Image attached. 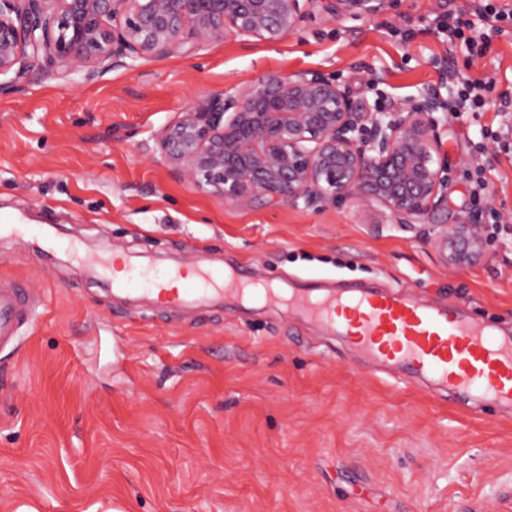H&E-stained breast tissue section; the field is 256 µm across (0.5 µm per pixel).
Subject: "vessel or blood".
Listing matches in <instances>:
<instances>
[{
    "label": "vessel or blood",
    "mask_w": 512,
    "mask_h": 512,
    "mask_svg": "<svg viewBox=\"0 0 512 512\" xmlns=\"http://www.w3.org/2000/svg\"><path fill=\"white\" fill-rule=\"evenodd\" d=\"M128 274L163 305H276L350 343L364 365L512 415V334L498 333L459 303L426 304L393 289H321L309 283L277 291L253 285L243 270L223 272L205 253L190 270L132 267ZM32 312L24 290L0 283V347L19 340Z\"/></svg>",
    "instance_id": "obj_1"
}]
</instances>
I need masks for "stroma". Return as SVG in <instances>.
I'll list each match as a JSON object with an SVG mask.
<instances>
[{
  "label": "stroma",
  "mask_w": 512,
  "mask_h": 512,
  "mask_svg": "<svg viewBox=\"0 0 512 512\" xmlns=\"http://www.w3.org/2000/svg\"><path fill=\"white\" fill-rule=\"evenodd\" d=\"M468 2L336 17L313 0L276 43L228 36L0 91V214L25 229L0 232V280L44 298L0 347V512H512V417L384 377L281 311L159 308L77 262L162 268L205 252L270 282L463 300L511 328L512 147L486 148L501 215L488 261L455 269L434 244L472 210L470 141L512 121V25L473 58L432 23ZM308 70L387 112L427 90L451 97L462 76L493 80L477 118H440L447 207L404 224L354 201L229 205L156 153L155 133L197 95Z\"/></svg>",
  "instance_id": "obj_1"
}]
</instances>
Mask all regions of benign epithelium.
<instances>
[{
  "label": "benign epithelium",
  "instance_id": "7a95c632",
  "mask_svg": "<svg viewBox=\"0 0 512 512\" xmlns=\"http://www.w3.org/2000/svg\"><path fill=\"white\" fill-rule=\"evenodd\" d=\"M314 0H0V91L30 71L60 76L165 57L227 35L274 43ZM392 0H326L331 14L373 17ZM426 91L392 113L359 105L321 70L265 75L233 93L196 97L155 134L156 149L197 188L296 206L362 201L410 223L448 203V166ZM438 246L451 267L490 257L481 225L460 216Z\"/></svg>",
  "mask_w": 512,
  "mask_h": 512
}]
</instances>
